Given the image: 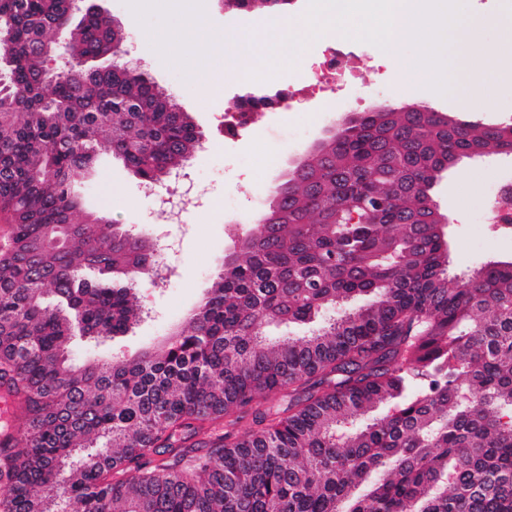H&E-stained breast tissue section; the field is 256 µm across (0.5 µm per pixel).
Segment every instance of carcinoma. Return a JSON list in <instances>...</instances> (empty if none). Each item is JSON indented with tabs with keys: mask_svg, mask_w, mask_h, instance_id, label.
Instances as JSON below:
<instances>
[{
	"mask_svg": "<svg viewBox=\"0 0 512 512\" xmlns=\"http://www.w3.org/2000/svg\"><path fill=\"white\" fill-rule=\"evenodd\" d=\"M258 1L290 4L224 8ZM0 28V386L16 404L0 512H512V262L449 276L427 196L443 159L512 153V127L355 115L278 187L277 221L238 239L186 328L78 365L74 336L139 322L155 260L85 213L100 151L157 185L201 134L144 72L90 65L119 50L110 16L0 0ZM290 325L311 329L268 334Z\"/></svg>",
	"mask_w": 512,
	"mask_h": 512,
	"instance_id": "obj_1",
	"label": "carcinoma"
}]
</instances>
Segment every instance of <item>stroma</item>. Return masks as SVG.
Wrapping results in <instances>:
<instances>
[{
  "instance_id": "1",
  "label": "stroma",
  "mask_w": 512,
  "mask_h": 512,
  "mask_svg": "<svg viewBox=\"0 0 512 512\" xmlns=\"http://www.w3.org/2000/svg\"><path fill=\"white\" fill-rule=\"evenodd\" d=\"M105 14L119 22L124 32L123 49L128 58L140 62L142 70L187 113L202 134L193 161L192 191L200 205L187 214L182 224H154L153 203L144 196L142 182L123 161L102 156L86 201V209L104 216L147 240L165 238L175 242L174 263L177 282L166 291L148 287L141 290V302L150 315L124 336L89 339L74 337L71 351L77 363L112 356H131L157 343L168 329L185 320L210 284V276L221 265L233 241L258 220L253 199L269 203L273 189L287 172L302 161L329 130L343 119L372 110L386 102L393 107L428 104L440 113L485 125L512 124V81L499 71H487L485 96L471 95L465 69L470 53L466 47L449 50L452 89L448 95L424 99L421 91L404 76L390 78L377 69L379 48L364 44L367 84L359 105L337 106L331 100L301 101L295 112H266L253 124L234 135H225L218 125L224 112L232 110L244 85L225 80L219 93L203 97L188 71L165 62L146 41L145 29L137 22L125 0H97ZM391 82L389 94H380L384 82ZM512 167V154L490 150L481 157H461L443 172L432 190L438 211L446 218L448 272L465 277L490 260L512 261V233L503 232L486 220L487 190L505 167ZM247 185L251 196L241 199L236 212L218 210L217 200Z\"/></svg>"
}]
</instances>
